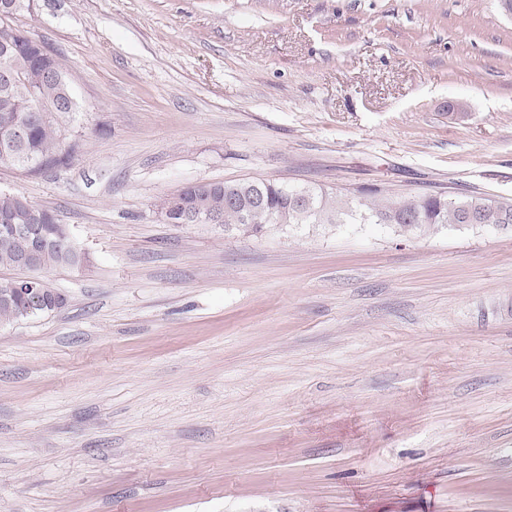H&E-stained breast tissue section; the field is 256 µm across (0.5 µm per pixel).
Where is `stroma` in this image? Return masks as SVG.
Listing matches in <instances>:
<instances>
[{
  "label": "stroma",
  "mask_w": 512,
  "mask_h": 512,
  "mask_svg": "<svg viewBox=\"0 0 512 512\" xmlns=\"http://www.w3.org/2000/svg\"><path fill=\"white\" fill-rule=\"evenodd\" d=\"M77 109L0 166L83 255L0 326V512H512V226L168 224L191 182L512 200L499 0H32ZM462 111L449 115V102Z\"/></svg>",
  "instance_id": "stroma-1"
}]
</instances>
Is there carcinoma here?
Segmentation results:
<instances>
[{
  "mask_svg": "<svg viewBox=\"0 0 512 512\" xmlns=\"http://www.w3.org/2000/svg\"><path fill=\"white\" fill-rule=\"evenodd\" d=\"M25 5L26 0H0V29L6 27L13 32L12 43L19 48L10 61L14 71L12 83L8 87L0 85V165L36 173L69 158L76 145H64L56 122L28 111V104L36 97L67 114L75 111L76 102L59 59H54L57 79L37 82L32 78L36 63L24 49L30 34L12 24L13 16L25 11ZM21 117L28 120V138L22 150L14 151L10 148L13 126ZM183 194L191 195V199L222 215L224 225L249 236L274 224H390L403 233L462 227L468 225L471 216L479 227L512 224V202L480 193H440L407 199L374 189L350 198L298 189L277 180L256 179L213 182L202 186L196 194L193 188L185 187ZM253 195L260 197V203L241 206L240 201ZM27 212L33 213L32 234H9L6 228L13 219ZM32 252L35 253L33 263L22 264L21 259ZM82 262L83 256L70 240L66 227L57 222L51 210L19 193L0 191V268L29 271V277L17 282L51 298L58 297L64 307L66 298L51 286L44 273L57 267L79 266ZM17 282L0 280V324H16L33 317L30 312L33 298L17 295L6 300L3 297Z\"/></svg>",
  "mask_w": 512,
  "mask_h": 512,
  "instance_id": "carcinoma-1",
  "label": "carcinoma"
}]
</instances>
